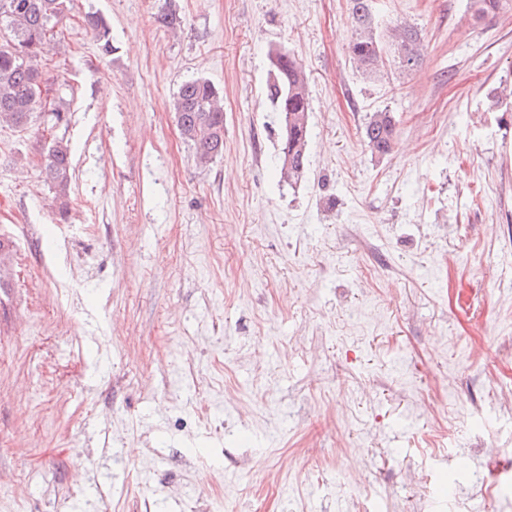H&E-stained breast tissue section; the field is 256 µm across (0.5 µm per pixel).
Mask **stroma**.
<instances>
[{
  "label": "stroma",
  "mask_w": 512,
  "mask_h": 512,
  "mask_svg": "<svg viewBox=\"0 0 512 512\" xmlns=\"http://www.w3.org/2000/svg\"><path fill=\"white\" fill-rule=\"evenodd\" d=\"M372 8L420 67L389 46L363 76L348 0H74L43 67L65 121L0 125V512H512V9ZM274 48L308 74L293 186ZM197 77L224 95L204 168L170 110ZM397 138V122L388 111L373 112L364 126L363 139L371 155L385 157L390 155ZM45 177L59 197L67 196L71 181V154L62 142H51L45 154Z\"/></svg>",
  "instance_id": "obj_1"
}]
</instances>
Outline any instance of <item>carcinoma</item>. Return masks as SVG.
<instances>
[{
  "label": "carcinoma",
  "mask_w": 512,
  "mask_h": 512,
  "mask_svg": "<svg viewBox=\"0 0 512 512\" xmlns=\"http://www.w3.org/2000/svg\"><path fill=\"white\" fill-rule=\"evenodd\" d=\"M508 0H470L473 15L485 19L498 14ZM70 10V0H0V27L7 42L0 45V120L16 127L27 125L47 103L50 89L41 61L57 36L56 26ZM354 36L348 45L353 64L365 75L377 73L384 65L382 39L397 53L399 68L413 70L422 62L419 32L411 25L396 23L381 35L377 32L370 0H350ZM102 54L113 51L107 24L88 16ZM158 23L170 30L181 28L182 18L172 9L158 16ZM271 76L264 95L278 114L283 135L278 148L280 178L296 183L306 173L310 130L308 76L302 62L287 50L269 53ZM173 112L182 137L195 150L197 162L205 166L224 152V104L218 89L207 79L183 82L173 97ZM397 138V122L388 111L370 115L364 126L366 148L374 156L390 155ZM71 154L59 141L51 142L45 154V177L60 197L67 196L71 181Z\"/></svg>",
  "instance_id": "carcinoma-1"
}]
</instances>
